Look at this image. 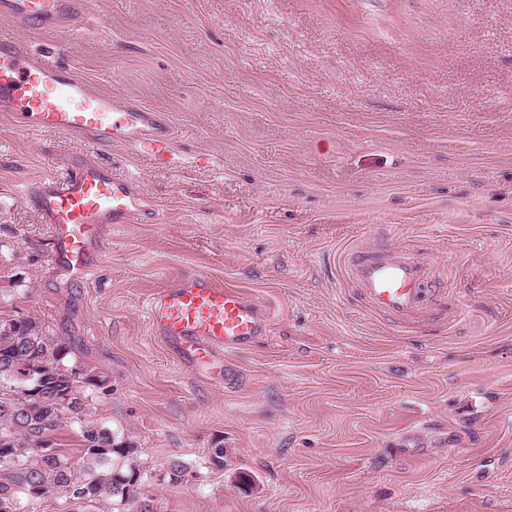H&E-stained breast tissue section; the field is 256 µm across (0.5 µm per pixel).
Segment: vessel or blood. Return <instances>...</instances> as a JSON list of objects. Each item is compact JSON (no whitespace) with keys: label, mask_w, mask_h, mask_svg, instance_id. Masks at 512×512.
Listing matches in <instances>:
<instances>
[{"label":"vessel or blood","mask_w":512,"mask_h":512,"mask_svg":"<svg viewBox=\"0 0 512 512\" xmlns=\"http://www.w3.org/2000/svg\"><path fill=\"white\" fill-rule=\"evenodd\" d=\"M84 0H0V16L22 28L81 31ZM0 116L24 131L68 133L135 154L173 153L177 132L161 112L134 99L93 91L59 59L0 40ZM26 196L54 227L53 265L83 279L97 263L95 248L109 224L153 222L146 194L128 178L86 156L69 161L63 178L47 177ZM373 313L395 326L418 328L448 298L435 286L433 265L399 249L352 251L343 267ZM146 317L153 333L174 345L181 361L215 379L224 359L268 336L271 316L253 295L207 275L187 271L150 297Z\"/></svg>","instance_id":"b4317fda"}]
</instances>
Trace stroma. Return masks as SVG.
<instances>
[{
	"label": "stroma",
	"instance_id": "stroma-1",
	"mask_svg": "<svg viewBox=\"0 0 512 512\" xmlns=\"http://www.w3.org/2000/svg\"><path fill=\"white\" fill-rule=\"evenodd\" d=\"M82 25L0 37L166 113L178 155L0 120V314L107 377L88 411L152 472L139 504L512 512V0H89ZM88 152L160 221L109 227L73 280L22 191ZM358 246L446 264L456 307L422 331L373 315L340 276ZM187 270L271 313L220 380L145 315Z\"/></svg>",
	"mask_w": 512,
	"mask_h": 512
}]
</instances>
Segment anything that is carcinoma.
Returning <instances> with one entry per match:
<instances>
[{
	"instance_id": "1",
	"label": "carcinoma",
	"mask_w": 512,
	"mask_h": 512,
	"mask_svg": "<svg viewBox=\"0 0 512 512\" xmlns=\"http://www.w3.org/2000/svg\"><path fill=\"white\" fill-rule=\"evenodd\" d=\"M67 347L52 344L32 319L0 314V467H9L0 483V512H21L15 488L22 487L36 502L63 493L66 512H100L105 503L129 504L148 478L132 463L135 445L88 418L84 392L103 390L107 379L94 369L64 363ZM70 394L68 403L60 399ZM71 414L84 442V456L94 468L84 477L71 471L69 459L50 445L64 413ZM126 458L123 467H109Z\"/></svg>"
}]
</instances>
